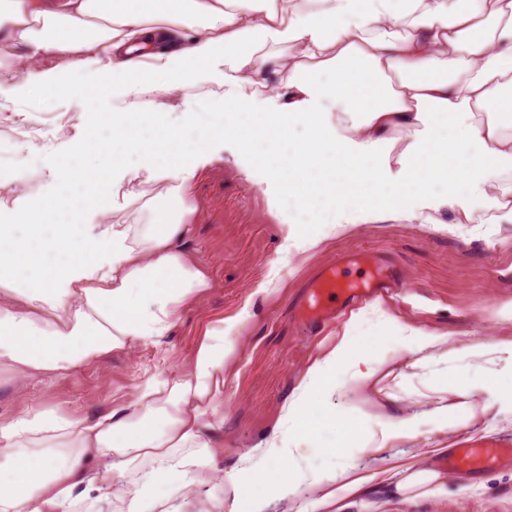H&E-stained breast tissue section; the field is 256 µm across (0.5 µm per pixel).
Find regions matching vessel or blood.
I'll return each instance as SVG.
<instances>
[{
	"label": "vessel or blood",
	"instance_id": "b4317fda",
	"mask_svg": "<svg viewBox=\"0 0 512 512\" xmlns=\"http://www.w3.org/2000/svg\"><path fill=\"white\" fill-rule=\"evenodd\" d=\"M352 268V262L341 260L321 271L313 282L314 303L308 314L309 319L327 318L337 302L349 303L366 298L380 288L378 276H356ZM501 454V449L492 447L457 448L449 454L447 465L453 469L479 472L494 463Z\"/></svg>",
	"mask_w": 512,
	"mask_h": 512
}]
</instances>
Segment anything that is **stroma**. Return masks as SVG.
<instances>
[{
	"instance_id": "obj_1",
	"label": "stroma",
	"mask_w": 512,
	"mask_h": 512,
	"mask_svg": "<svg viewBox=\"0 0 512 512\" xmlns=\"http://www.w3.org/2000/svg\"><path fill=\"white\" fill-rule=\"evenodd\" d=\"M28 123H0V201L43 192L16 185L21 162L63 156L76 127L57 116L76 100L17 97ZM196 210L181 246L209 288L185 306L169 336L137 342L101 365L53 379L0 368V420L30 408L88 416L130 398L150 378L185 374L204 332L223 323L225 474L276 478L285 459L257 447L285 428L312 367L334 350L338 389L313 438L289 435L298 467L324 484L343 473L368 490L343 512H512V224H341L323 236L280 191L271 170L236 141L213 146L194 185ZM300 239L310 247L297 248ZM357 253L390 275V292L336 306L309 321L311 283L322 267ZM509 449L492 468L451 471L439 459L465 440ZM439 472L432 487L401 489L407 472Z\"/></svg>"
}]
</instances>
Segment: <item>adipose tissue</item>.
<instances>
[{
    "label": "adipose tissue",
    "instance_id": "adipose-tissue-1",
    "mask_svg": "<svg viewBox=\"0 0 512 512\" xmlns=\"http://www.w3.org/2000/svg\"><path fill=\"white\" fill-rule=\"evenodd\" d=\"M71 55L28 71L33 95L111 94L89 108L65 160L22 209L0 206V366L53 378L168 336L209 283L179 247L198 160L235 140L309 218L340 224L512 223V0H0V80L17 58ZM97 65L96 84L70 73ZM214 85L206 118L166 113ZM301 136H294L295 128ZM162 185L118 196L121 182ZM147 224L118 215L139 200ZM110 207L109 224L86 223ZM223 323L189 371L150 379L107 411L27 410L0 422V512H263L261 476L210 484L224 445Z\"/></svg>",
    "mask_w": 512,
    "mask_h": 512
}]
</instances>
